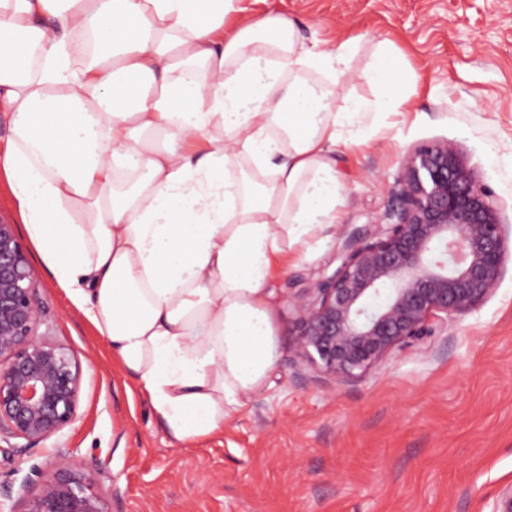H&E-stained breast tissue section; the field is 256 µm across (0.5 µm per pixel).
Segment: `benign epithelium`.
<instances>
[{"label": "benign epithelium", "instance_id": "benign-epithelium-1", "mask_svg": "<svg viewBox=\"0 0 512 512\" xmlns=\"http://www.w3.org/2000/svg\"><path fill=\"white\" fill-rule=\"evenodd\" d=\"M384 222L350 233L337 265L288 295L296 318L293 363L348 384L378 370L389 353L439 336L496 290L508 225L492 189L450 141L404 157ZM44 304L16 225L0 221V436L13 453L78 419L82 368L67 347L39 333ZM85 462L60 453L19 488L0 483L8 512H110ZM490 512H512V483Z\"/></svg>", "mask_w": 512, "mask_h": 512}]
</instances>
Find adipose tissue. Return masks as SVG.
I'll list each match as a JSON object with an SVG mask.
<instances>
[{"instance_id":"obj_1","label":"adipose tissue","mask_w":512,"mask_h":512,"mask_svg":"<svg viewBox=\"0 0 512 512\" xmlns=\"http://www.w3.org/2000/svg\"><path fill=\"white\" fill-rule=\"evenodd\" d=\"M235 0H0V152L40 260L181 443L223 430L275 363L269 284L336 221L333 149L367 112L406 111L388 40L304 47ZM92 32L97 48L78 42Z\"/></svg>"}]
</instances>
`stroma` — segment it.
Wrapping results in <instances>:
<instances>
[{
    "mask_svg": "<svg viewBox=\"0 0 512 512\" xmlns=\"http://www.w3.org/2000/svg\"><path fill=\"white\" fill-rule=\"evenodd\" d=\"M243 15L292 19L321 50L360 39L336 104L371 100L361 78L389 40L417 82L409 109L370 113L334 149L339 221L289 253L272 286L276 361L223 432L175 442L134 381L39 257L41 333L71 349L80 419L29 451L0 453V481L21 483L57 453L103 461L94 479L111 512H487L512 482V259L497 290L445 335L394 350L338 385L295 367L291 286L332 261L343 235L382 222L407 152L448 140L512 220V0H236Z\"/></svg>",
    "mask_w": 512,
    "mask_h": 512,
    "instance_id": "stroma-1",
    "label": "stroma"
}]
</instances>
